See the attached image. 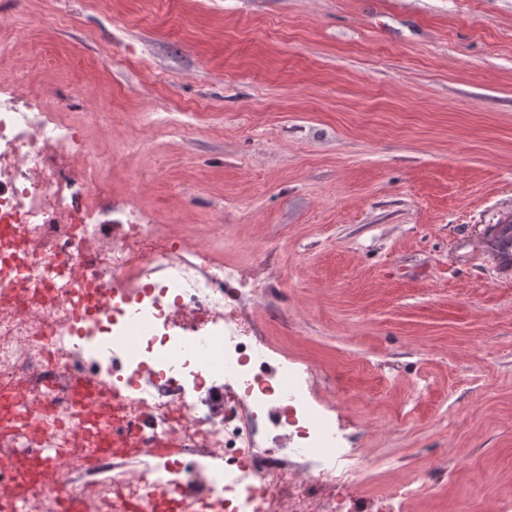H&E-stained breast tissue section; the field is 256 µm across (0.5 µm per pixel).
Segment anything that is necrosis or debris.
<instances>
[{
  "label": "necrosis or debris",
  "instance_id": "obj_1",
  "mask_svg": "<svg viewBox=\"0 0 512 512\" xmlns=\"http://www.w3.org/2000/svg\"><path fill=\"white\" fill-rule=\"evenodd\" d=\"M39 85L0 80V491L10 512H410L427 473L368 492L382 465L341 447L308 393L310 366L270 365L242 306L241 274L176 243L130 207L115 223L99 187L128 145L99 153L38 104ZM82 287H74V279ZM98 385L86 409L66 377ZM182 463L152 454L157 443ZM56 448L66 472L36 481Z\"/></svg>",
  "mask_w": 512,
  "mask_h": 512
}]
</instances>
